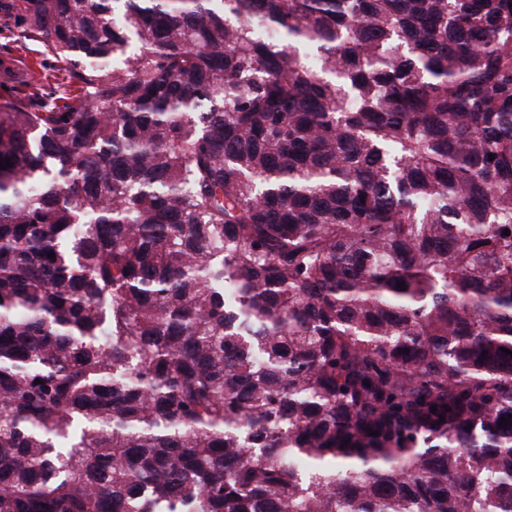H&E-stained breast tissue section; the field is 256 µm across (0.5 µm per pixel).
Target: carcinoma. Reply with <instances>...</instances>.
I'll return each mask as SVG.
<instances>
[{"instance_id":"cac0c4a2","label":"carcinoma","mask_w":512,"mask_h":512,"mask_svg":"<svg viewBox=\"0 0 512 512\" xmlns=\"http://www.w3.org/2000/svg\"><path fill=\"white\" fill-rule=\"evenodd\" d=\"M10 4L0 512H512V0ZM18 22L11 12L2 9L0 11V100L2 91L12 99H21L29 110L37 112L42 98L66 96L65 90H73L74 81L69 78V73L62 69L56 58L46 54L43 47L36 41L21 42L14 41L6 28L16 31ZM18 55L25 60L32 69V78L29 81L32 87H26L21 83L5 82V75L2 69V59L12 55ZM11 85V86H8ZM6 86V89H3ZM34 94V95H32Z\"/></svg>"}]
</instances>
